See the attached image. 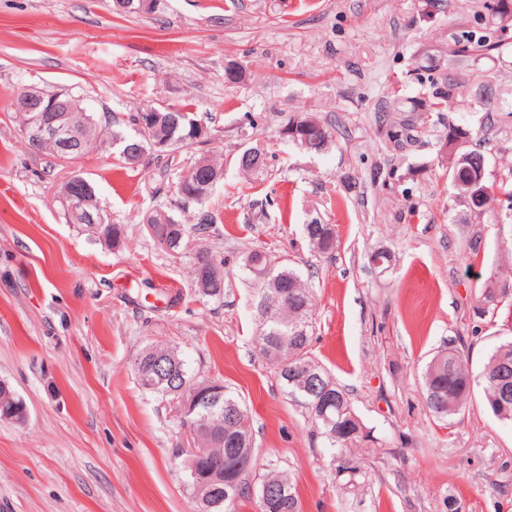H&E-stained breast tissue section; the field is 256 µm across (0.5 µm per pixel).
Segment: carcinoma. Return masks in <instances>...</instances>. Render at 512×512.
<instances>
[{
	"label": "carcinoma",
	"instance_id": "1",
	"mask_svg": "<svg viewBox=\"0 0 512 512\" xmlns=\"http://www.w3.org/2000/svg\"><path fill=\"white\" fill-rule=\"evenodd\" d=\"M494 36L474 41V48L497 54L505 52L512 44L503 40L501 32L509 27L512 20V0H492L486 5ZM467 57V47L448 51V59L442 63V86H434L429 92H422L412 101L429 112H441L455 90L464 87L459 79L463 58ZM70 120L82 137L83 149L77 157H83L100 144V131L94 115L76 109ZM131 132L112 131V147L120 152L118 161L127 167L131 162L122 156L127 147L149 154L157 150V144L164 142L166 147L175 150L188 148L200 138L195 132L197 119L188 112H168L160 125L150 122L146 112H135L128 120ZM484 123L478 127L448 126V133L441 139V151L448 155V181L454 194L464 203H469L473 193L479 191L484 196L481 210L477 214L490 220L504 214L512 220V173L501 175L493 180L483 176L479 186L468 185V173L458 165L461 156H466V164L473 169L488 171V157L484 153L467 148L473 133L483 132ZM331 141V132L326 126L316 131L299 132V139L293 144L310 154L323 153ZM235 163L243 170L260 171L267 166L266 153L258 146H252L235 158ZM224 178L223 165L207 158H200L188 169L179 172L176 190L181 198L197 203L207 201L216 185ZM73 199L60 201L63 215L73 224H82L86 231L97 239H105V244H118L121 229L118 224H110L103 212H98L97 223L83 224L72 210ZM148 233L154 243L167 253L179 252L188 243L190 231L215 223L212 213L205 212L200 221L193 225L180 224L169 214L155 210L145 216ZM308 244L319 253L327 254L335 248V231L331 224L310 222L303 225ZM246 268L263 285L255 304L258 322L256 342L261 356L276 366V376L281 391L295 405L305 410L309 416L313 435L321 439L327 453L332 458L342 456L349 446L362 439L351 427L352 421L359 420L355 413L349 391L336 382V379L315 358L311 352L313 333L310 308L311 293L301 283L300 274L288 263L271 262L261 252H254L247 258ZM196 284H205L200 294L215 300L224 296V277L215 262L200 256L195 273ZM501 284L494 275H489L480 288L476 311L495 313L502 303L511 298L505 295L494 303H489L491 291ZM158 366V375L167 378L164 384L151 383L148 370ZM134 371L138 384L146 391L157 393L176 402L181 408V398L191 395L198 382L190 373L187 361L177 348L167 344H154L143 349L136 357ZM312 380L314 385L325 383L334 393L332 400L315 404V399L306 398L300 393L301 384ZM481 387L485 405L501 421H512V409L504 414L499 407L500 398L506 390H512V341L496 346L488 355L478 376H473L465 355V346L448 344L428 363L423 373V395L429 412L436 419L445 421L463 407L471 396L474 387ZM24 402L11 386H0V416L20 421ZM193 441L196 447L206 449L201 460L194 467L184 465L187 486L196 495L211 500L214 507L208 512H236L237 502L251 492L256 498L268 491L273 495V512H302L299 494L283 472L270 467L262 471L256 465L236 471V482L232 485L220 484L211 487L210 493L198 490L199 483L205 481L206 474L214 466H225L228 450L244 448L254 452V438L251 417L239 396L230 390L212 401H204L197 406L194 417Z\"/></svg>",
	"mask_w": 512,
	"mask_h": 512
}]
</instances>
